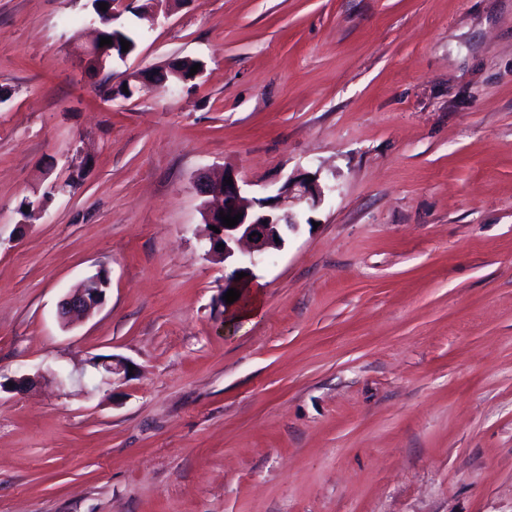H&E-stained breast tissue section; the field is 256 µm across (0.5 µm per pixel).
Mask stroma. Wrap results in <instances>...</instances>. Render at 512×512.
Segmentation results:
<instances>
[{
	"label": "stroma",
	"mask_w": 512,
	"mask_h": 512,
	"mask_svg": "<svg viewBox=\"0 0 512 512\" xmlns=\"http://www.w3.org/2000/svg\"><path fill=\"white\" fill-rule=\"evenodd\" d=\"M0 0V512H512V0ZM195 80L106 100L174 60ZM316 172L230 323L193 183ZM43 207L22 214L25 201ZM106 271L104 305L58 302ZM118 356L93 395L53 374ZM126 0H115L110 1L111 6L107 8L106 11L99 10L97 13V18L99 21L100 28L98 30V36L94 42H92L89 45H82L81 51H84V53H92L94 56H96L99 59L100 66L104 67L112 53V56L110 58V61L113 60V37L112 34L116 31H119L120 29L114 27L113 23L117 19V16L120 15V13L125 9ZM112 32V34L109 35V37L112 38V45H111V51L109 49V45H104L103 47H99L100 44V37L106 38L107 35ZM92 56H87L85 58L87 68L90 70H98L99 69V63L98 59ZM109 285V277L102 271L84 278L58 304L57 319L61 326L69 329L98 310L105 302Z\"/></svg>",
	"instance_id": "35a3bbf8"
}]
</instances>
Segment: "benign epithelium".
I'll return each instance as SVG.
<instances>
[{
    "label": "benign epithelium",
    "instance_id": "benign-epithelium-1",
    "mask_svg": "<svg viewBox=\"0 0 512 512\" xmlns=\"http://www.w3.org/2000/svg\"><path fill=\"white\" fill-rule=\"evenodd\" d=\"M126 0H113L105 11H98L100 28L99 39L82 46V51L91 53L99 59L100 66H105L111 51L109 46H100V38L118 31L114 27L117 16L125 9ZM233 184H226V180ZM196 193L208 199L209 207L205 212V223L220 229L209 231L207 254L216 260L234 259L235 268L225 276L226 288H239L248 277L253 275L256 267L272 250L281 247L275 238L282 237L284 230H294L301 224V212L293 210L299 203L317 206L325 193V186L319 180L306 176L301 179H289L279 189L277 195L265 199H253L246 196L235 174L226 171L218 176L210 173L201 174L194 183ZM239 214L237 225L229 228L222 224L220 214ZM246 276L237 279V274ZM110 280L106 273L98 271L84 278L79 285L62 298L57 307V319L62 327L69 329L78 321L91 315L105 302L106 290ZM86 365L95 369L100 375V382L92 385L85 382V369L78 375L68 374L59 378V382L76 381L82 391L90 395L100 389V385H111L117 379H124L129 373L125 359L112 356L107 359L91 357Z\"/></svg>",
    "mask_w": 512,
    "mask_h": 512
}]
</instances>
